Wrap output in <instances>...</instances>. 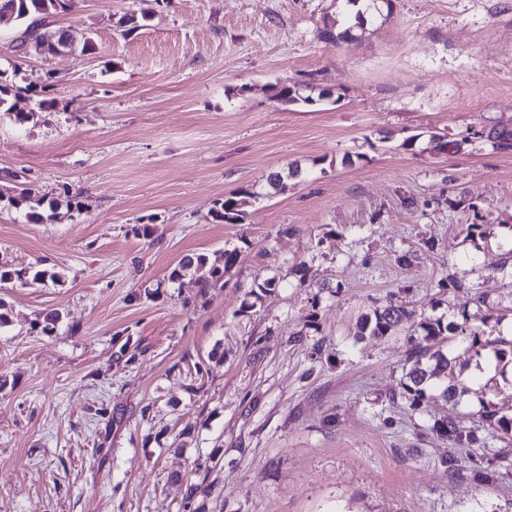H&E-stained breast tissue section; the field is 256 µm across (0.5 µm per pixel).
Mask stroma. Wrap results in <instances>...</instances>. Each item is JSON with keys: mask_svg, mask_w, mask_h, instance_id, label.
Segmentation results:
<instances>
[{"mask_svg": "<svg viewBox=\"0 0 512 512\" xmlns=\"http://www.w3.org/2000/svg\"><path fill=\"white\" fill-rule=\"evenodd\" d=\"M335 15L73 0L42 31L93 47L58 56L0 22L16 111L46 104L0 115V512H187L191 484L207 512H512V437L432 430L481 431L482 399L511 414L512 389L469 368L461 404L411 407L412 324L354 336L389 302L512 324V0H393L338 44ZM21 182L72 209L30 220L7 203ZM230 194L245 214L218 222ZM228 249L215 286L170 280ZM237 260V252L236 250H225L224 252V265L223 267L219 266H210L207 269L208 258L203 254H192L185 256L179 267L174 269L170 274L171 280H178L184 273L188 271H194V273H200L198 280L200 283L208 284L211 280L213 283L217 284L224 278V270L229 266L235 264ZM433 430L436 433L447 436L448 440L452 441L459 448H473L475 446L486 447L485 440H482L476 437L471 431L464 430V427L461 426L460 422H456L455 420L448 419V421L435 423Z\"/></svg>", "mask_w": 512, "mask_h": 512, "instance_id": "stroma-1", "label": "stroma"}]
</instances>
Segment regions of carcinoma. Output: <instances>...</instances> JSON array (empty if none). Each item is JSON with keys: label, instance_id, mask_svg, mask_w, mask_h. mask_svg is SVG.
Instances as JSON below:
<instances>
[{"label": "carcinoma", "instance_id": "1", "mask_svg": "<svg viewBox=\"0 0 512 512\" xmlns=\"http://www.w3.org/2000/svg\"><path fill=\"white\" fill-rule=\"evenodd\" d=\"M343 5L342 20L334 19L324 23L319 31V36L330 42H340L352 36V28L347 26L351 19H356V26L361 27L365 22V13L360 8L362 0H340ZM71 5V0H0V9L9 7L12 10L11 19L23 28V34L39 46L42 37L39 35V27L46 18L66 11ZM275 98L285 105H294L300 102L312 105L315 100L309 96L301 97L298 92L290 87H284L276 93ZM13 207L27 206L32 214H37V209L42 207L44 199L37 196L29 186L19 189L17 196L9 199ZM243 201L235 196L226 197L217 203L215 218L225 224H235L243 217L241 206ZM237 252L224 251V265L210 266L208 258L203 254H192L184 257L179 267L170 274V279L178 280L184 273L194 271L199 274L201 283H218L224 279V269L235 264ZM412 313L405 307L395 304H387L374 308L371 312L361 316L356 325L355 336L360 339L366 337L379 338L390 335L400 325L409 322ZM422 334L410 339L411 346L408 349L406 365L404 367V379L402 388L405 398L410 406L418 407L428 398V393L435 392L440 397L453 402L460 399L468 392V389L457 383L451 382L456 368L465 366L472 361H480L485 351L490 352L495 365V375L485 383V388L490 391L498 389L496 376L505 375L506 367L512 366V340L489 339L485 337L484 330L470 324L464 318L460 322H446L443 318H428L420 323ZM437 336H448L458 341L459 351L453 357L441 348L435 350L427 345V341ZM479 418L488 435L512 436V415L507 416L499 411L496 404L491 401H482ZM436 433L448 437L459 448H473L486 445L484 440L473 433L464 430L460 423L450 419L434 424Z\"/></svg>", "mask_w": 512, "mask_h": 512}]
</instances>
